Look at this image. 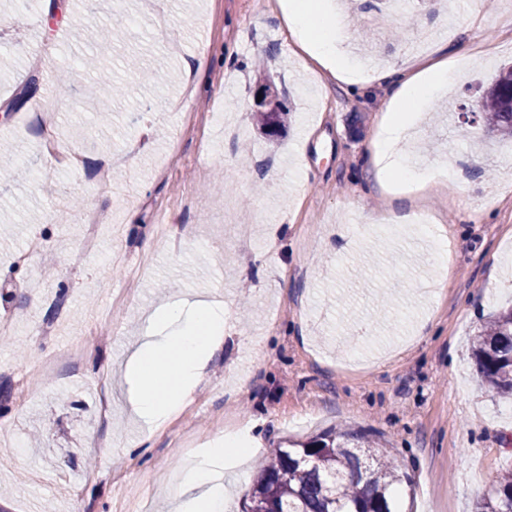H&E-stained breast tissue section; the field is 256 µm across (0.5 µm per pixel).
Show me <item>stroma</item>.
Here are the masks:
<instances>
[{
    "label": "stroma",
    "instance_id": "obj_1",
    "mask_svg": "<svg viewBox=\"0 0 512 512\" xmlns=\"http://www.w3.org/2000/svg\"><path fill=\"white\" fill-rule=\"evenodd\" d=\"M67 26L0 0V147L49 175L0 161V504L8 512H174L177 473L224 433L256 452L225 476L227 512H242L265 461L287 442L345 425L369 431L413 478L414 512H476L512 469V399L478 381L471 347L512 306V155L481 131L477 109L497 66L512 62V0H443V42L458 73L414 143L426 161L468 155L466 178L432 200L438 225L391 226L411 199L383 192L367 165L386 94L308 70L292 51L278 0H63ZM345 11L352 55L403 66L430 0L390 12ZM124 14L141 73L112 122L82 90L52 94L56 73L90 52L89 33ZM178 54H170L169 43ZM469 45L460 56L461 45ZM493 67H484L485 54ZM199 65L196 92L187 65ZM169 73L166 83L145 72ZM288 111L277 135L253 121L261 84ZM56 110L63 152H46L36 112ZM229 127L240 138L226 137ZM116 216L90 256L69 258L88 210ZM252 228L250 247L239 229ZM441 234L440 270L418 233ZM31 253L27 264L19 254ZM224 303V341L192 399L166 428L130 411L123 366L163 301ZM426 325L409 337L414 322ZM77 363L60 356L75 345Z\"/></svg>",
    "mask_w": 512,
    "mask_h": 512
}]
</instances>
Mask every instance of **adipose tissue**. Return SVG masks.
Instances as JSON below:
<instances>
[{
	"instance_id": "ef3b65f1",
	"label": "adipose tissue",
	"mask_w": 512,
	"mask_h": 512,
	"mask_svg": "<svg viewBox=\"0 0 512 512\" xmlns=\"http://www.w3.org/2000/svg\"><path fill=\"white\" fill-rule=\"evenodd\" d=\"M279 5L290 35L307 59L328 69L336 81L386 88L388 106L379 120L370 155L380 187L389 189L396 179L413 183L420 191L441 184L443 163H435L432 171H420L411 163L402 142L418 113L428 110L452 79L445 47L437 46L432 54L413 59L402 68L362 72L339 49L350 37L349 27L342 21L341 0H279ZM191 308V316L186 317L179 307L160 306L155 322L179 324L178 333L144 340L126 364V377L136 387L132 411L157 429L163 428L178 405L201 383L223 340V305L197 300ZM247 452L246 442L238 435L218 439L214 448L183 473L177 512H224L220 468L226 457Z\"/></svg>"
}]
</instances>
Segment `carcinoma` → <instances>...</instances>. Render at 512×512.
I'll return each instance as SVG.
<instances>
[{
    "label": "carcinoma",
    "instance_id": "carcinoma-1",
    "mask_svg": "<svg viewBox=\"0 0 512 512\" xmlns=\"http://www.w3.org/2000/svg\"><path fill=\"white\" fill-rule=\"evenodd\" d=\"M89 56L79 68L69 69L70 80L56 78L54 90L66 97L76 80L88 74L92 88L102 83L106 99L123 93L112 80V67L100 71ZM481 112L487 131L512 139V66L499 68L484 91ZM286 112H257L261 127L276 133ZM473 356L481 384L503 397H512V307L495 314L474 341ZM376 441L366 430L338 427L292 448H279L262 467L250 494L249 512H402L398 487L410 482L388 454L374 449ZM479 512H512V471L495 482L479 503Z\"/></svg>",
    "mask_w": 512,
    "mask_h": 512
}]
</instances>
